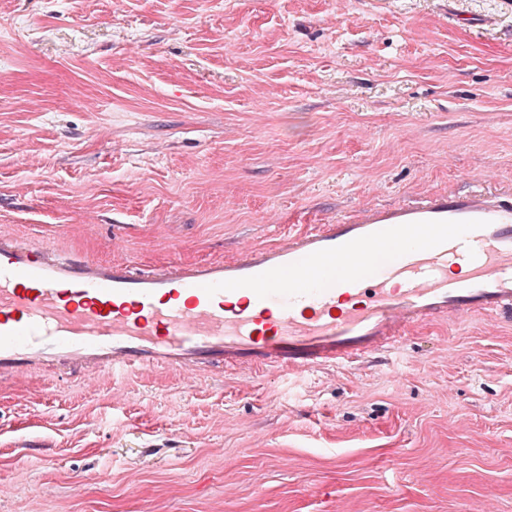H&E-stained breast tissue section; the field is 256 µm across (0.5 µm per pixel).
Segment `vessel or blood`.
<instances>
[{
	"mask_svg": "<svg viewBox=\"0 0 512 512\" xmlns=\"http://www.w3.org/2000/svg\"><path fill=\"white\" fill-rule=\"evenodd\" d=\"M463 265L460 276L449 266ZM512 319V197L428 196L143 271L0 233V375L344 368L436 321Z\"/></svg>",
	"mask_w": 512,
	"mask_h": 512,
	"instance_id": "vessel-or-blood-1",
	"label": "vessel or blood"
}]
</instances>
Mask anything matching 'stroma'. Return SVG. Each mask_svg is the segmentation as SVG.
Wrapping results in <instances>:
<instances>
[{"label": "stroma", "mask_w": 512, "mask_h": 512, "mask_svg": "<svg viewBox=\"0 0 512 512\" xmlns=\"http://www.w3.org/2000/svg\"><path fill=\"white\" fill-rule=\"evenodd\" d=\"M1 59L0 232L60 251L154 269L512 194V0H0ZM336 497L512 512V322L416 328L395 365L305 379L0 377V512Z\"/></svg>", "instance_id": "stroma-1"}]
</instances>
